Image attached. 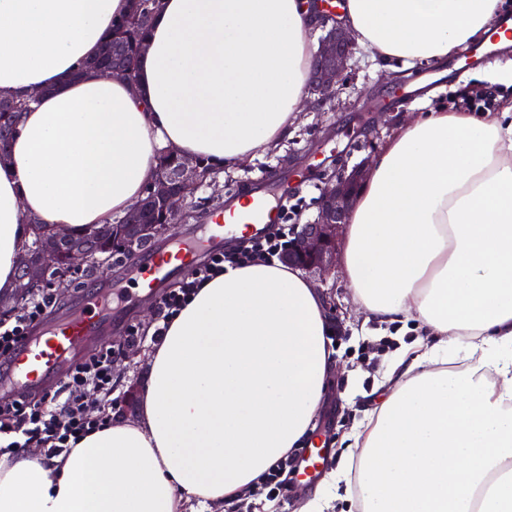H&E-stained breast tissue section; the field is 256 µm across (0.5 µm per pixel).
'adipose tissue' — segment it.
Masks as SVG:
<instances>
[{"instance_id": "1", "label": "adipose tissue", "mask_w": 512, "mask_h": 512, "mask_svg": "<svg viewBox=\"0 0 512 512\" xmlns=\"http://www.w3.org/2000/svg\"><path fill=\"white\" fill-rule=\"evenodd\" d=\"M500 0H345L374 59L437 63L476 39L512 49ZM129 0H0V90L38 93L0 164V295L38 218L74 234L126 212L158 153L224 164L287 136L313 63L305 0H161L134 82L94 73ZM368 318L430 336L356 434L358 512H512V108L401 126L346 228ZM312 282L282 263L225 267L150 353L137 420L58 457L0 461V512H177L241 499L301 445L336 361ZM469 363L454 368L449 347Z\"/></svg>"}]
</instances>
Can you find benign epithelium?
<instances>
[{
  "instance_id": "7a95c632",
  "label": "benign epithelium",
  "mask_w": 512,
  "mask_h": 512,
  "mask_svg": "<svg viewBox=\"0 0 512 512\" xmlns=\"http://www.w3.org/2000/svg\"><path fill=\"white\" fill-rule=\"evenodd\" d=\"M314 10V28L324 31L313 60L310 91L320 102L333 100L340 91V78L353 56L354 34L336 21L324 0H309ZM99 74L133 82L132 71L124 66L105 64L96 67ZM365 180L364 164L351 169H338L325 174L319 199L318 218L312 224L295 225L282 260L306 271L327 272L336 263L338 237L348 223L359 189ZM201 181L195 161L185 157L179 167L158 175L145 196L129 209L122 221L119 238L129 245L131 255L141 243L160 239L171 231L168 224H153L146 219L155 205L171 218L185 215L192 207L193 193ZM113 236L106 228L87 238L59 230L45 236L39 249H25L18 285L8 299H0V310L19 306L24 294L43 288L68 291L67 279L88 264L91 251L106 252L112 248Z\"/></svg>"
}]
</instances>
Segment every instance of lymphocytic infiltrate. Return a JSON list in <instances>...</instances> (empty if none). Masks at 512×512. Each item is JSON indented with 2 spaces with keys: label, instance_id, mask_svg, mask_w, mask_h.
<instances>
[{
  "label": "lymphocytic infiltrate",
  "instance_id": "obj_1",
  "mask_svg": "<svg viewBox=\"0 0 512 512\" xmlns=\"http://www.w3.org/2000/svg\"><path fill=\"white\" fill-rule=\"evenodd\" d=\"M292 226L288 222L274 225L264 236L251 239L249 244L213 255L194 270L181 284L166 292L159 300L151 334L131 331L130 343L158 342L166 333L172 319L189 295L202 282L221 272L225 264L246 265L256 259L274 261L287 249ZM51 291H43L23 307L14 321H0V372L7 371L29 327L40 321L52 309ZM111 346H103L89 359L73 366L53 393L39 401H18L0 409V456L13 454L16 449L38 444L52 454H68L81 438L103 425L102 414L91 411L82 401L90 392L111 397L113 392Z\"/></svg>",
  "mask_w": 512,
  "mask_h": 512
}]
</instances>
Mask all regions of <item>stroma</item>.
I'll return each mask as SVG.
<instances>
[{
  "mask_svg": "<svg viewBox=\"0 0 512 512\" xmlns=\"http://www.w3.org/2000/svg\"><path fill=\"white\" fill-rule=\"evenodd\" d=\"M508 66L512 67V49L495 52L473 67L457 54L442 63L395 69L373 61L363 47H355L339 101L312 103L276 147L225 166L215 179L199 186L195 199L201 204L200 214L195 220L178 222L174 230L187 238L195 236L199 226L207 223L209 211L227 208L235 199L257 191L255 176L270 167L275 170L274 193L293 206L291 223L313 222L324 173L375 160L388 139L410 119L438 108L452 111L450 98L462 90L493 93L498 109L512 104V86L491 81L496 70ZM310 280L325 305L336 309L330 317L336 368L314 425L315 431L326 432L331 448L326 475L313 485L289 484L286 496L277 499L270 498L266 488L254 489L239 512H308L311 502L336 492L343 495L335 503L337 512H352L353 502L344 497L354 479L346 469L357 454L352 434L387 395L400 352L421 337L417 331L400 336L395 325L367 319L353 297L343 266H336L326 279L314 274ZM157 306V297L149 295L121 307L104 342L116 346L126 341L130 329H148L149 316ZM150 349V343L139 344L138 356L115 374L111 401L95 403L101 413L137 418V391Z\"/></svg>",
  "mask_w": 512,
  "mask_h": 512,
  "instance_id": "35a3bbf8",
  "label": "stroma"
}]
</instances>
